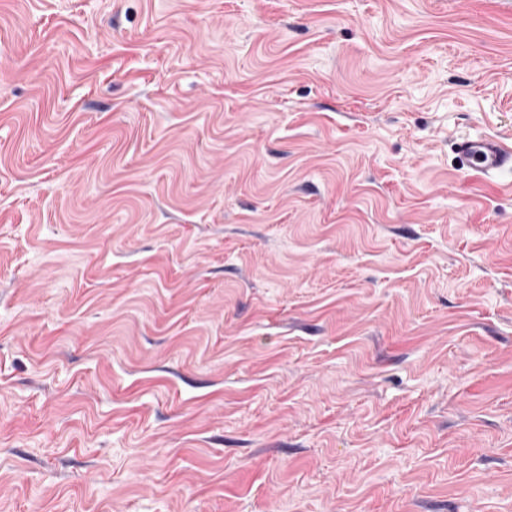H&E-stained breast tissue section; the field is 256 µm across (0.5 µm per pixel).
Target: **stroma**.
Segmentation results:
<instances>
[{
	"label": "stroma",
	"mask_w": 512,
	"mask_h": 512,
	"mask_svg": "<svg viewBox=\"0 0 512 512\" xmlns=\"http://www.w3.org/2000/svg\"><path fill=\"white\" fill-rule=\"evenodd\" d=\"M512 0H0V512H512ZM455 153L462 168L484 178L512 169V144L489 134L464 135L455 143Z\"/></svg>",
	"instance_id": "stroma-1"
}]
</instances>
